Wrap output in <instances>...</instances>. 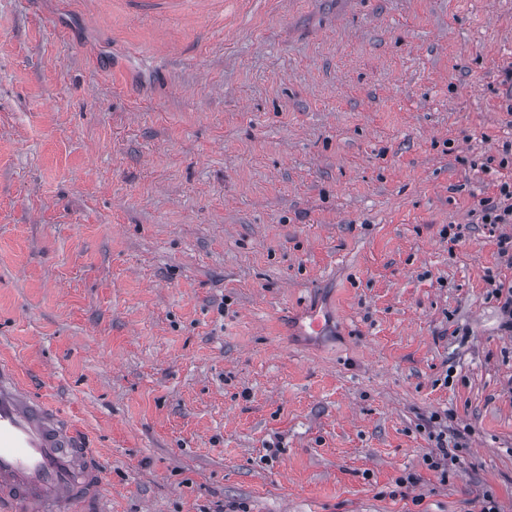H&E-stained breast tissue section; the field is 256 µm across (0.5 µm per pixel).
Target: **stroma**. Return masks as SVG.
Instances as JSON below:
<instances>
[{"label":"stroma","instance_id":"1","mask_svg":"<svg viewBox=\"0 0 512 512\" xmlns=\"http://www.w3.org/2000/svg\"><path fill=\"white\" fill-rule=\"evenodd\" d=\"M509 67L512 0H0V361L98 512H512ZM495 196L481 197L477 209L481 224H512V163L510 171L503 174ZM510 200L511 203L506 201Z\"/></svg>","mask_w":512,"mask_h":512}]
</instances>
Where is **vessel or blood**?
I'll return each mask as SVG.
<instances>
[{"instance_id":"1","label":"vessel or blood","mask_w":512,"mask_h":512,"mask_svg":"<svg viewBox=\"0 0 512 512\" xmlns=\"http://www.w3.org/2000/svg\"><path fill=\"white\" fill-rule=\"evenodd\" d=\"M106 476L84 438L0 365V512H81Z\"/></svg>"}]
</instances>
